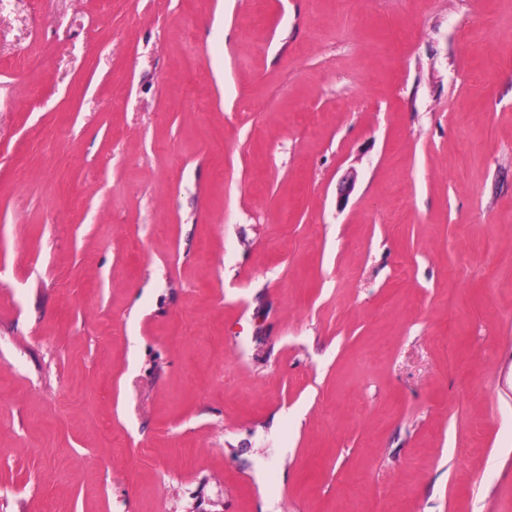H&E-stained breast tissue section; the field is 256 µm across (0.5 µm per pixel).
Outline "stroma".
<instances>
[{"instance_id":"1","label":"stroma","mask_w":512,"mask_h":512,"mask_svg":"<svg viewBox=\"0 0 512 512\" xmlns=\"http://www.w3.org/2000/svg\"><path fill=\"white\" fill-rule=\"evenodd\" d=\"M0 512H512V0L0 6Z\"/></svg>"}]
</instances>
